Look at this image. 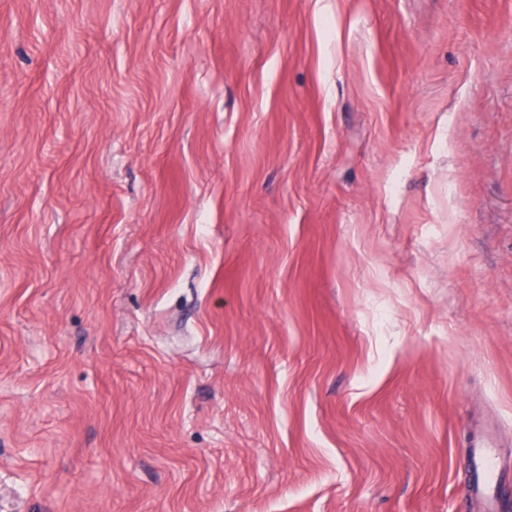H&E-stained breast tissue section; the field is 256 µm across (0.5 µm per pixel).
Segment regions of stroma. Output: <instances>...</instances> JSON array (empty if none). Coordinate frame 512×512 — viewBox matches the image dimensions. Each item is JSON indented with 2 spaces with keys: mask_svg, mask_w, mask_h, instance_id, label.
<instances>
[{
  "mask_svg": "<svg viewBox=\"0 0 512 512\" xmlns=\"http://www.w3.org/2000/svg\"><path fill=\"white\" fill-rule=\"evenodd\" d=\"M512 467V0H0V512H461ZM496 436L483 429L474 435L469 458V496L465 511L498 512L501 507L500 487L504 481V466L497 456Z\"/></svg>",
  "mask_w": 512,
  "mask_h": 512,
  "instance_id": "35a3bbf8",
  "label": "stroma"
}]
</instances>
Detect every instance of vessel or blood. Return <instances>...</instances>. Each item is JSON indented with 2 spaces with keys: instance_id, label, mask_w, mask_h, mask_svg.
<instances>
[{
  "instance_id": "1",
  "label": "vessel or blood",
  "mask_w": 512,
  "mask_h": 512,
  "mask_svg": "<svg viewBox=\"0 0 512 512\" xmlns=\"http://www.w3.org/2000/svg\"><path fill=\"white\" fill-rule=\"evenodd\" d=\"M467 512H498L504 467L496 452V436L487 429L475 434L469 458Z\"/></svg>"
}]
</instances>
